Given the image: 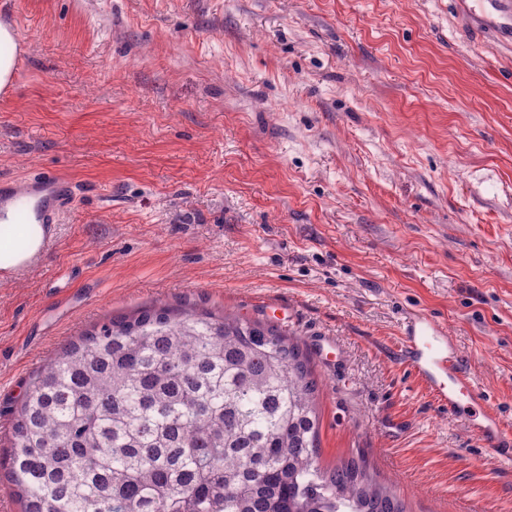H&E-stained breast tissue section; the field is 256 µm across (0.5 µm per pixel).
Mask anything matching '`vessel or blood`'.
I'll list each match as a JSON object with an SVG mask.
<instances>
[{"instance_id":"1","label":"vessel or blood","mask_w":512,"mask_h":512,"mask_svg":"<svg viewBox=\"0 0 512 512\" xmlns=\"http://www.w3.org/2000/svg\"><path fill=\"white\" fill-rule=\"evenodd\" d=\"M76 199L73 184L55 174H34L0 179V223L36 224L37 241L0 260V281H9L38 264L52 241L56 224L62 223ZM400 353L411 370L450 416L464 417L469 432L500 457L511 460L512 451L502 448L504 428L486 410L481 392L459 364L447 329L425 316L410 318L404 327Z\"/></svg>"}]
</instances>
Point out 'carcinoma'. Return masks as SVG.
Wrapping results in <instances>:
<instances>
[{
    "instance_id": "obj_1",
    "label": "carcinoma",
    "mask_w": 512,
    "mask_h": 512,
    "mask_svg": "<svg viewBox=\"0 0 512 512\" xmlns=\"http://www.w3.org/2000/svg\"><path fill=\"white\" fill-rule=\"evenodd\" d=\"M317 393L278 326L147 307L36 372L0 469L23 512H406L364 456L321 468Z\"/></svg>"
}]
</instances>
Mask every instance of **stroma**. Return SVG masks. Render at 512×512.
I'll return each instance as SVG.
<instances>
[{"instance_id": "35a3bbf8", "label": "stroma", "mask_w": 512, "mask_h": 512, "mask_svg": "<svg viewBox=\"0 0 512 512\" xmlns=\"http://www.w3.org/2000/svg\"><path fill=\"white\" fill-rule=\"evenodd\" d=\"M451 0H0L17 73L0 177L80 193L0 282V449L34 374L153 305L260 318L336 368L319 462L365 456L407 512H512V462L398 356L445 325L512 442V16Z\"/></svg>"}]
</instances>
